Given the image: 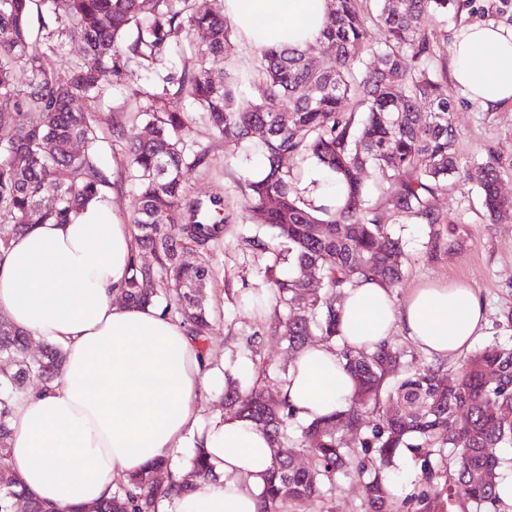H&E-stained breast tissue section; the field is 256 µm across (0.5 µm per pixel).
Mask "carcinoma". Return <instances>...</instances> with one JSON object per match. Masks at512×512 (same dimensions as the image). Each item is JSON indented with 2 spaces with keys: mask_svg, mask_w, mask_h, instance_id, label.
<instances>
[{
  "mask_svg": "<svg viewBox=\"0 0 512 512\" xmlns=\"http://www.w3.org/2000/svg\"><path fill=\"white\" fill-rule=\"evenodd\" d=\"M368 2L328 0L317 44L261 49L252 70L226 68L216 82L204 62L226 58L233 47L232 22L222 7L202 10L196 0H0V247L35 224H68L103 197L112 180L97 162V127L90 112L72 103L100 99L112 78L134 67L154 70L159 80L139 91L146 135L130 137L125 150L128 178L139 193L136 246L151 251L158 267L132 259L122 296L128 305H151L159 294L154 282L161 281L198 340L211 328L202 296L209 271L182 262L180 254L190 243L205 247L217 238L225 217L222 197L205 203L190 197L186 171L205 164L207 154L189 153L188 113L205 114L231 155L248 151L254 129L263 128V170L245 180L246 211L250 223L274 235L246 243L269 254L265 276L285 309L271 327L287 343L280 384L317 336L345 360L355 393L346 409L303 427L296 446L288 436L293 412L281 392L228 384L225 405L272 443L259 512L313 503L325 482L350 471L363 478L365 512H392L385 469L398 449L424 443L448 447L453 467L426 473L411 512H452L457 505L479 512L499 501V458L486 449L512 445V347L494 343L472 352L445 386L437 371L404 365L405 354L390 339L371 351L345 344L335 298L362 280L396 288L404 277L401 243L378 223L361 172L391 193L398 212L427 224L439 221L433 200L450 179L477 177L493 224L512 219V200L498 190L501 155L490 153L473 173L461 164L448 87L429 69L431 25L456 0H376L374 13ZM34 10L47 49L65 47L71 55L63 72L46 70L41 57L27 51ZM195 31L206 34L204 43L191 40ZM181 41L186 54L173 74L167 52ZM313 53L328 67L314 68ZM20 68L28 74L23 85L16 79ZM246 85L256 94L242 109L237 99ZM76 142L79 152L72 149ZM287 159H311L341 175L345 203L332 208L304 198L301 171L286 166ZM284 259L293 267L287 278L278 275ZM313 280L325 296L310 292ZM29 340L0 321V512H13L19 499L29 512H44L8 469V418L31 382L61 376L65 355L46 342L41 357L32 359ZM191 465L197 480L218 479L205 449L196 447ZM192 488L176 478L169 461L158 460L121 480L93 508L71 512H160L164 501Z\"/></svg>",
  "mask_w": 512,
  "mask_h": 512,
  "instance_id": "obj_1",
  "label": "carcinoma"
}]
</instances>
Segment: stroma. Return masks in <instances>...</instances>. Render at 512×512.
I'll list each match as a JSON object with an SVG mask.
<instances>
[{"label":"stroma","mask_w":512,"mask_h":512,"mask_svg":"<svg viewBox=\"0 0 512 512\" xmlns=\"http://www.w3.org/2000/svg\"><path fill=\"white\" fill-rule=\"evenodd\" d=\"M459 11L449 13L433 25L434 54L431 69L446 81L453 100L456 153L461 163L476 169L485 162L489 150L502 154L500 189L512 198V104L494 112L463 97L453 77L452 40L460 27L492 23L512 28V0H461ZM154 74L138 70L113 82L100 102L88 105L75 101L78 109H91L101 138L99 163L112 174L113 185L106 196L114 214L122 223H130L138 207L134 188L126 177L127 159L124 142L112 136L113 121L120 120L142 131L140 103L133 91L152 83ZM188 140L195 149L208 154L206 164L188 174L192 197L224 199L226 222L223 233L206 251L190 246L183 253L189 262L205 261L211 278L205 300L212 314V329L202 344L211 371L209 393L199 405V424L208 427L225 414L224 385L236 380L242 387L255 382L276 387L283 364V344L272 336L269 327L280 308L268 303L263 314L244 306L246 295L267 291L264 268L269 257L244 245V238L270 237L269 228L245 223L241 209V185L249 171L262 164L259 150L248 158L226 156L224 142L214 136L202 113L190 115ZM369 200L392 234L399 237L404 250V277L396 297L429 281L468 284L485 307L486 323L473 342L474 348L497 342L512 346V220L490 223L475 181H449L439 191L435 207L440 223L397 213L387 202V194L370 186ZM447 453L432 447L402 448L387 470L398 512H406L410 500L425 484L426 467L445 465ZM362 483L354 475H337L324 487L323 498L311 505L297 506L295 512H364Z\"/></svg>","instance_id":"obj_1"}]
</instances>
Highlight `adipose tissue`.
<instances>
[{"instance_id":"adipose-tissue-1","label":"adipose tissue","mask_w":512,"mask_h":512,"mask_svg":"<svg viewBox=\"0 0 512 512\" xmlns=\"http://www.w3.org/2000/svg\"><path fill=\"white\" fill-rule=\"evenodd\" d=\"M224 14L255 49L302 48L319 40L327 0H224ZM453 56L463 96L487 111L512 102V29L461 27ZM134 251L129 226L100 198L72 223L34 225L0 253V315L65 354L60 379L15 405L8 466L26 494L51 512H69L109 498L120 479L172 458L194 434L220 479L176 498L174 512H257L270 443L237 417L199 429L207 373L194 339L153 307L114 302ZM338 312L354 348L400 328L426 352L460 357L479 335L484 310L464 284L428 283L400 301L368 280L346 294ZM353 392L343 359L321 342L302 350L282 389L306 421L345 408Z\"/></svg>"}]
</instances>
